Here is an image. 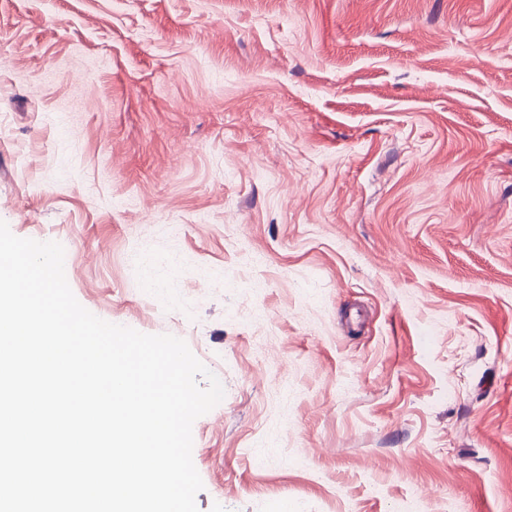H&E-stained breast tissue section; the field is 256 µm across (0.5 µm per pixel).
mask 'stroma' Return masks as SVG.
Returning <instances> with one entry per match:
<instances>
[{
    "label": "stroma",
    "mask_w": 512,
    "mask_h": 512,
    "mask_svg": "<svg viewBox=\"0 0 512 512\" xmlns=\"http://www.w3.org/2000/svg\"><path fill=\"white\" fill-rule=\"evenodd\" d=\"M0 220L184 339L199 512H512V0H0Z\"/></svg>",
    "instance_id": "35a3bbf8"
}]
</instances>
